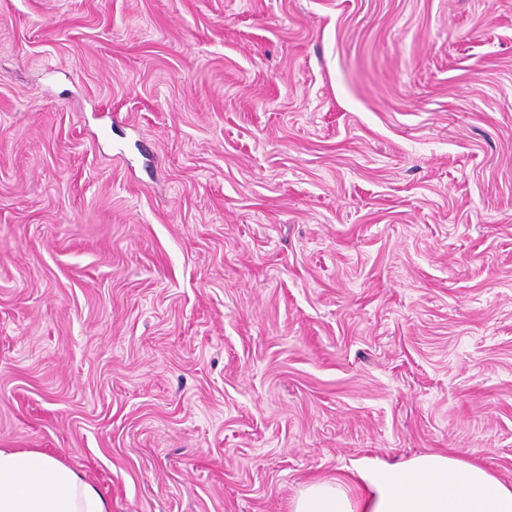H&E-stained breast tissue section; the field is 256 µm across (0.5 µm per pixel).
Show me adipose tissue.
<instances>
[{
    "label": "adipose tissue",
    "mask_w": 512,
    "mask_h": 512,
    "mask_svg": "<svg viewBox=\"0 0 512 512\" xmlns=\"http://www.w3.org/2000/svg\"><path fill=\"white\" fill-rule=\"evenodd\" d=\"M362 495L335 479L305 485L293 512H512V483L441 453L366 462L355 469ZM0 512H110L77 472L38 449H0Z\"/></svg>",
    "instance_id": "adipose-tissue-1"
}]
</instances>
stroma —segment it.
<instances>
[{
    "label": "stroma",
    "mask_w": 512,
    "mask_h": 512,
    "mask_svg": "<svg viewBox=\"0 0 512 512\" xmlns=\"http://www.w3.org/2000/svg\"><path fill=\"white\" fill-rule=\"evenodd\" d=\"M0 448L111 512L512 481V0H0Z\"/></svg>",
    "instance_id": "1"
}]
</instances>
